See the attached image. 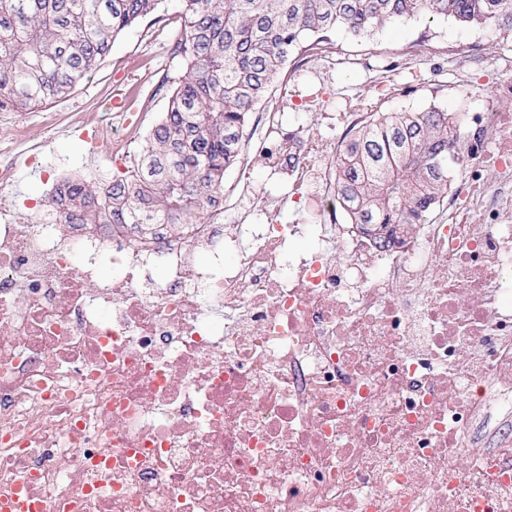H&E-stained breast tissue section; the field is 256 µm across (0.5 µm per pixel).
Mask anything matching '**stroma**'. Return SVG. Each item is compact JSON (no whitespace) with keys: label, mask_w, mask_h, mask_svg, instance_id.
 I'll return each instance as SVG.
<instances>
[{"label":"stroma","mask_w":512,"mask_h":512,"mask_svg":"<svg viewBox=\"0 0 512 512\" xmlns=\"http://www.w3.org/2000/svg\"><path fill=\"white\" fill-rule=\"evenodd\" d=\"M166 20L153 26L139 24L122 33L89 80L66 98L17 109L30 140L42 143L45 161L34 170L19 164L8 196L17 207L31 206L49 192L56 180L82 176L98 182L121 171V159L105 161L89 150L81 132L86 115L104 97L128 94L131 86L152 91L161 79L176 80L180 59L170 48L181 31L179 0H164ZM334 53L305 62L287 74L288 96H275L250 116L246 130L266 132L270 113L283 115L285 130L305 129L325 139L342 140L346 129L339 116L363 100L381 112L417 111L439 107L451 112H480L498 102V86L512 77V35L495 30H470L446 20L424 16L384 28L367 39L339 33ZM475 43L481 52L474 62L461 65L458 47ZM250 183L241 208L254 224H305L310 209L308 186L288 169L272 168L258 154L248 167L224 174V190L232 192Z\"/></svg>","instance_id":"stroma-1"}]
</instances>
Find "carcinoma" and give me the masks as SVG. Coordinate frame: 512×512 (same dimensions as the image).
<instances>
[{"mask_svg": "<svg viewBox=\"0 0 512 512\" xmlns=\"http://www.w3.org/2000/svg\"><path fill=\"white\" fill-rule=\"evenodd\" d=\"M172 54L183 74L141 145L136 169L108 182L74 177L59 192L68 224L143 232L204 224L241 162L250 114L292 57L331 53L333 36L366 38L416 16L512 33V0H180ZM163 0H0V107L55 102L90 78L125 30L162 21ZM336 148V199L370 231L425 224L448 198L458 116L438 107L370 112Z\"/></svg>", "mask_w": 512, "mask_h": 512, "instance_id": "obj_1", "label": "carcinoma"}]
</instances>
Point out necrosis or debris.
I'll list each match as a JSON object with an SVG mask.
<instances>
[{
    "mask_svg": "<svg viewBox=\"0 0 512 512\" xmlns=\"http://www.w3.org/2000/svg\"><path fill=\"white\" fill-rule=\"evenodd\" d=\"M104 111V151L135 163L126 113L102 102L88 127ZM457 132L447 200L386 242L341 222L335 144L297 133L313 224L229 201L137 236L65 223L52 193L0 208V500L512 512V113ZM21 153L44 159L1 113L0 193Z\"/></svg>",
    "mask_w": 512,
    "mask_h": 512,
    "instance_id": "necrosis-or-debris-1",
    "label": "necrosis or debris"
}]
</instances>
